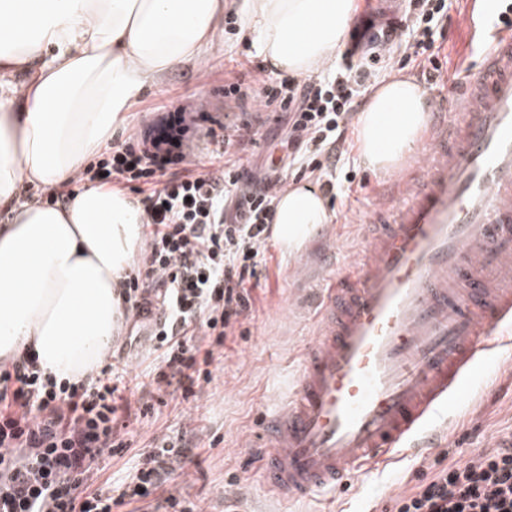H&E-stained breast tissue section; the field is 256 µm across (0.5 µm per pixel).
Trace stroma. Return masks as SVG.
Here are the masks:
<instances>
[{
    "label": "stroma",
    "mask_w": 512,
    "mask_h": 512,
    "mask_svg": "<svg viewBox=\"0 0 512 512\" xmlns=\"http://www.w3.org/2000/svg\"><path fill=\"white\" fill-rule=\"evenodd\" d=\"M465 0H452L451 24L443 43L449 77L463 63H477L470 35L460 18ZM252 41L242 29L221 32L196 59L170 69L162 88L145 91L114 133L124 139L149 124L156 113L180 106L195 111L204 105L216 119L239 117L241 107L224 96V81L245 77L247 63L257 60ZM345 167L354 174L344 183L329 211L336 227V265L345 267L363 250L358 225L350 213L372 209L375 193L387 175L366 167L351 152ZM266 282L255 289L256 308L244 321L247 334L226 342L224 356L214 362L212 380L198 402L185 411L164 408L152 422L139 425L141 439L164 433L185 436L192 451L182 471L170 474L167 489L194 502L199 512H318L317 501L287 502L260 482L250 461L257 455L263 417L287 396L299 367L297 353L312 333V301L322 270L307 248L285 251L268 241ZM445 444L421 462L402 457L377 464L352 477L336 491L334 512H390L391 499L413 488L440 457L454 461L472 456L492 437L512 435V352L479 364L460 395L448 402Z\"/></svg>",
    "instance_id": "1"
}]
</instances>
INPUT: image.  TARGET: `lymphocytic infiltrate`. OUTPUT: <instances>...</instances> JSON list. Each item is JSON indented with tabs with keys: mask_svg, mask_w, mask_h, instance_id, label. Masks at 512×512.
I'll list each match as a JSON object with an SVG mask.
<instances>
[{
	"mask_svg": "<svg viewBox=\"0 0 512 512\" xmlns=\"http://www.w3.org/2000/svg\"><path fill=\"white\" fill-rule=\"evenodd\" d=\"M449 10L447 0H407L384 22L365 14L340 61L313 79H275L258 66L251 81L225 80V96L249 114L225 124L207 162L191 160L194 115L179 107L80 173L81 181L141 197L146 246L120 288L132 328L152 343L149 390L131 399L109 364L74 383L57 382L29 353L1 365L0 512H115L183 469L187 442L155 436L115 491L91 481L103 459L133 447L128 423L159 411L170 390L186 401L210 382L211 365L255 309L268 228L289 179L314 181L335 197L338 165L353 149L352 113L374 76L363 48L397 54L399 67L442 85L438 41ZM270 113L283 125V154L257 174L240 154ZM393 503V512H512V445L437 463Z\"/></svg>",
	"mask_w": 512,
	"mask_h": 512,
	"instance_id": "1",
	"label": "lymphocytic infiltrate"
}]
</instances>
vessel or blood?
I'll return each instance as SVG.
<instances>
[{"label":"vessel or blood","instance_id":"obj_1","mask_svg":"<svg viewBox=\"0 0 512 512\" xmlns=\"http://www.w3.org/2000/svg\"><path fill=\"white\" fill-rule=\"evenodd\" d=\"M499 15V0H468L480 63L446 84L424 162L384 184L362 257L325 264L312 338L257 463L282 497L441 447L433 417L512 346V28Z\"/></svg>","mask_w":512,"mask_h":512}]
</instances>
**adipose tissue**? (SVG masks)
Instances as JSON below:
<instances>
[{"label":"adipose tissue","instance_id":"obj_1","mask_svg":"<svg viewBox=\"0 0 512 512\" xmlns=\"http://www.w3.org/2000/svg\"><path fill=\"white\" fill-rule=\"evenodd\" d=\"M235 8L258 55L283 75L318 72L344 48L356 0H0V360L31 350L59 380L86 376L122 328L119 283L146 214L126 192L87 186L64 206L17 203L18 186L62 189L147 86L212 44ZM427 95L393 76L355 120L361 159L394 170L428 126ZM328 221L317 186L286 191L273 238L294 251Z\"/></svg>","mask_w":512,"mask_h":512}]
</instances>
